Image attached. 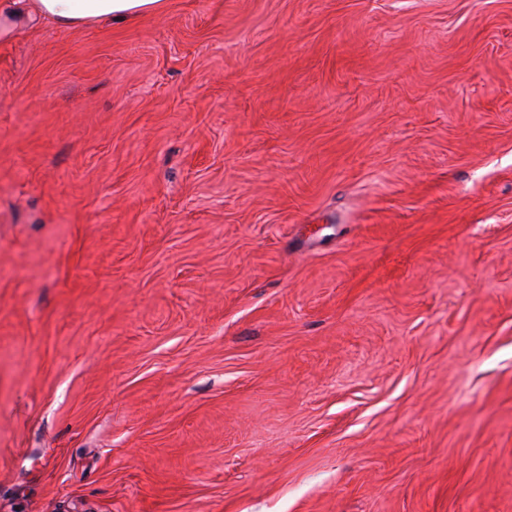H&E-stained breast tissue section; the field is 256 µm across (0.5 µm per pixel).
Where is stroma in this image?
Wrapping results in <instances>:
<instances>
[{
    "label": "stroma",
    "mask_w": 512,
    "mask_h": 512,
    "mask_svg": "<svg viewBox=\"0 0 512 512\" xmlns=\"http://www.w3.org/2000/svg\"><path fill=\"white\" fill-rule=\"evenodd\" d=\"M0 0V512H512V0ZM166 0H38L42 17L54 26L99 20L122 23L165 8Z\"/></svg>",
    "instance_id": "35a3bbf8"
}]
</instances>
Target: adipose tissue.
<instances>
[{
  "mask_svg": "<svg viewBox=\"0 0 512 512\" xmlns=\"http://www.w3.org/2000/svg\"><path fill=\"white\" fill-rule=\"evenodd\" d=\"M166 0H38L42 17L55 26L99 20L126 22L164 9Z\"/></svg>",
  "mask_w": 512,
  "mask_h": 512,
  "instance_id": "1",
  "label": "adipose tissue"
}]
</instances>
